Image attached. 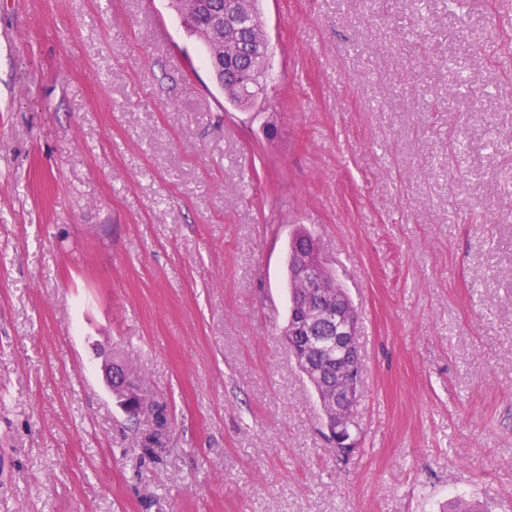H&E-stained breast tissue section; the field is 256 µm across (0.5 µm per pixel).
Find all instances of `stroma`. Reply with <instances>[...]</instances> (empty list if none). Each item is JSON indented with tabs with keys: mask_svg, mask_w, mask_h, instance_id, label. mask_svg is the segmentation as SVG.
<instances>
[{
	"mask_svg": "<svg viewBox=\"0 0 512 512\" xmlns=\"http://www.w3.org/2000/svg\"><path fill=\"white\" fill-rule=\"evenodd\" d=\"M259 7L240 109L169 0H0V512H512V0ZM300 227L360 314L344 462ZM289 352L295 358V362L298 365L300 371L306 376L309 383L314 388L316 394L319 397L327 428L331 431L335 430V432L329 431L331 447L335 448L336 456L342 460H348L352 456H354L353 448H355V442L349 435V433L345 430L348 429L356 438V448L360 447V438L356 433H353L351 427L354 426L353 420L351 418V408L355 404V402L347 407L340 408L336 410L335 400L332 399V396L328 394L327 390H325L324 384L321 380L313 375L312 372H309L308 369L304 365L300 363L299 354L294 352L291 347L288 345ZM336 422H340L343 424V427H336ZM130 385L133 389H135V392H130L131 398H133L139 404L147 406L146 412H152L155 415L157 427L153 434L149 437L148 441L150 445H158L161 443L162 438H164L168 432V422L163 415L162 410H160L153 401L150 402L144 389H142L134 379H132V382L130 381Z\"/></svg>",
	"mask_w": 512,
	"mask_h": 512,
	"instance_id": "35a3bbf8",
	"label": "stroma"
}]
</instances>
